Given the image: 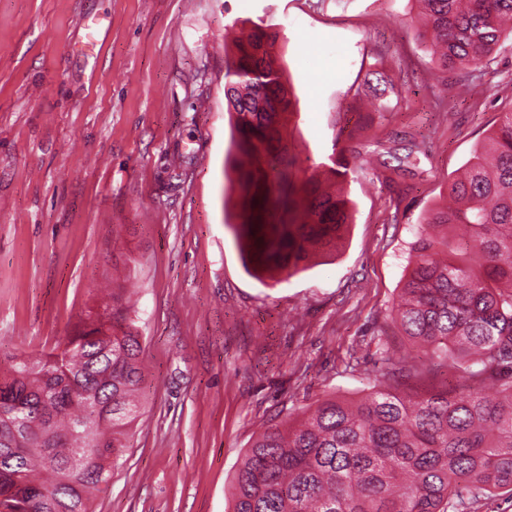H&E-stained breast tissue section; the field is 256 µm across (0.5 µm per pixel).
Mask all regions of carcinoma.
<instances>
[{"label": "carcinoma", "mask_w": 512, "mask_h": 512, "mask_svg": "<svg viewBox=\"0 0 512 512\" xmlns=\"http://www.w3.org/2000/svg\"><path fill=\"white\" fill-rule=\"evenodd\" d=\"M417 32L431 61L466 79L512 38V0H417ZM279 32L262 25L227 51L224 97L233 119L236 237L255 270L298 268L332 250L351 223L350 200L320 175L295 180L284 137L291 92L274 66ZM369 86L375 111L397 95L385 70ZM339 168L362 166L344 146ZM413 246L392 319L453 380L403 394L392 383L420 372L381 336L373 390L355 404L332 396L297 425L275 424L245 454L231 512H466L512 495V110L472 151ZM141 344L121 299L75 335L0 376V507L91 512L123 457L145 380ZM112 406L96 418L94 407Z\"/></svg>", "instance_id": "cac0c4a2"}]
</instances>
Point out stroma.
I'll list each match as a JSON object with an SVG mask.
<instances>
[{
  "label": "stroma",
  "instance_id": "stroma-1",
  "mask_svg": "<svg viewBox=\"0 0 512 512\" xmlns=\"http://www.w3.org/2000/svg\"><path fill=\"white\" fill-rule=\"evenodd\" d=\"M246 20L280 33L297 177L382 149L345 183L336 252L264 281L224 206V35ZM421 23L416 0H0V370L115 289L142 344V407L94 512H229L259 433L370 392L374 336L410 352L390 311L420 223L512 108L511 42L465 82ZM378 62L402 96L381 115L358 102Z\"/></svg>",
  "mask_w": 512,
  "mask_h": 512
}]
</instances>
